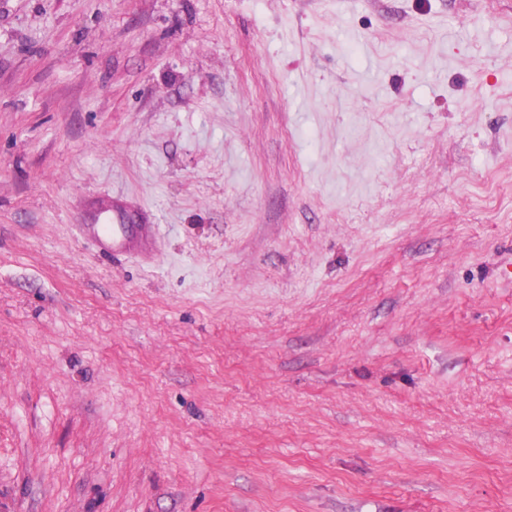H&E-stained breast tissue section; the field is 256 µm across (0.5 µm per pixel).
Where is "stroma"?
Here are the masks:
<instances>
[{
	"label": "stroma",
	"instance_id": "obj_1",
	"mask_svg": "<svg viewBox=\"0 0 512 512\" xmlns=\"http://www.w3.org/2000/svg\"><path fill=\"white\" fill-rule=\"evenodd\" d=\"M510 263L512 0H0V512H512ZM139 219L133 213H122V224H113L109 229L112 251L127 253L135 248L146 247L154 237V227L150 224H137Z\"/></svg>",
	"mask_w": 512,
	"mask_h": 512
}]
</instances>
